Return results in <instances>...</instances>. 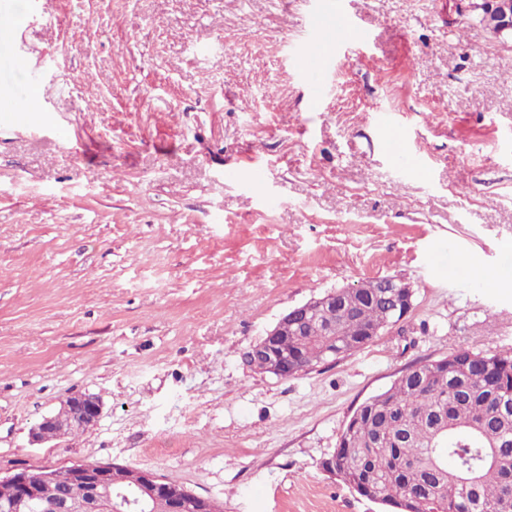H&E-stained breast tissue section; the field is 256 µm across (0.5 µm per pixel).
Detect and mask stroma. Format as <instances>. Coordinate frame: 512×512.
Segmentation results:
<instances>
[{
    "label": "stroma",
    "instance_id": "stroma-1",
    "mask_svg": "<svg viewBox=\"0 0 512 512\" xmlns=\"http://www.w3.org/2000/svg\"><path fill=\"white\" fill-rule=\"evenodd\" d=\"M345 2L371 40L314 111L304 0H45L30 23L0 0L24 20L0 103L43 72L36 114L0 123V471L114 461L222 512H384L322 467L353 411L456 347L512 349V37L478 0ZM383 276L413 308L363 350L243 365L288 310ZM77 392L97 424L31 444Z\"/></svg>",
    "mask_w": 512,
    "mask_h": 512
}]
</instances>
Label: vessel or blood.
Wrapping results in <instances>:
<instances>
[{"mask_svg": "<svg viewBox=\"0 0 512 512\" xmlns=\"http://www.w3.org/2000/svg\"><path fill=\"white\" fill-rule=\"evenodd\" d=\"M304 37L311 48L306 66L312 77L309 84L310 104L315 107L327 95L329 77L336 66L337 45L353 37L358 42H367L369 34L358 30L342 7L330 9L321 0H315L307 12Z\"/></svg>", "mask_w": 512, "mask_h": 512, "instance_id": "b4317fda", "label": "vessel or blood"}]
</instances>
